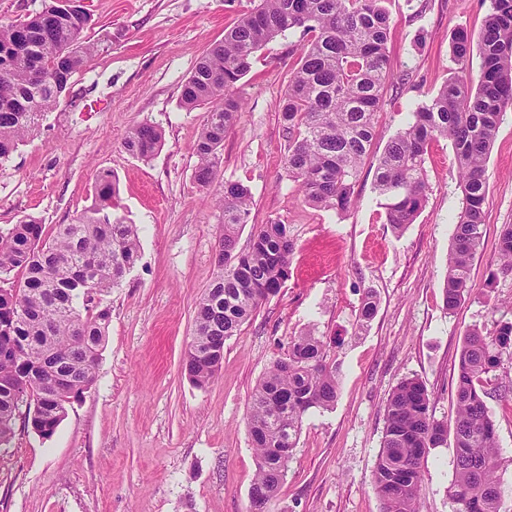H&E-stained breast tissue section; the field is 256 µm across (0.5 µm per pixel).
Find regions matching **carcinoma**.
Wrapping results in <instances>:
<instances>
[{
  "label": "carcinoma",
  "instance_id": "obj_1",
  "mask_svg": "<svg viewBox=\"0 0 512 512\" xmlns=\"http://www.w3.org/2000/svg\"><path fill=\"white\" fill-rule=\"evenodd\" d=\"M384 0H260L203 55L182 86L180 104L191 111L210 105L194 143V179L212 183L224 137L243 103L237 83L251 70L257 51L274 38L302 30L298 67L280 105L288 130L285 165L305 200L342 212L375 135V116L388 84L408 74L387 69L390 17ZM92 16L71 0H42L24 21L0 23V161L33 136L98 47L82 40ZM482 58L481 82L472 87L460 75L473 46ZM458 65L448 82L414 112V121L388 142L374 171V187L386 199V219L400 232L424 206V163L429 143L451 142L460 173L463 207L455 225L443 280L446 309L470 293V267L480 248L486 165L500 115L512 107V0H490L478 38L465 31L451 41ZM162 133L154 125L132 127L122 146L150 159ZM96 203L73 224L48 233L29 218L0 231V439L15 437L16 423L51 436L67 406L95 383L111 309L104 298L122 284L140 257L134 224L112 217L116 183L99 173ZM248 186L227 183L219 205L223 233L215 253L213 280L194 311V332L183 360L189 380L208 385L221 368L224 343L237 336L261 304L288 278L293 240L288 225L262 224L248 248L236 250L248 223ZM498 262L512 272V224L498 240ZM377 298L367 291L358 325L372 320ZM512 348V322L492 333L472 329L461 349L454 396V480L448 499L454 512H500L502 489L496 424L483 389ZM340 371L327 361V345L307 332L291 340L252 395L248 427L256 471L249 512H265L288 472L304 416L334 406ZM448 442V425L434 419L425 385L402 379L390 394L373 471L381 512H418L422 468L430 449Z\"/></svg>",
  "mask_w": 512,
  "mask_h": 512
}]
</instances>
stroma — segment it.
I'll return each instance as SVG.
<instances>
[{
	"mask_svg": "<svg viewBox=\"0 0 512 512\" xmlns=\"http://www.w3.org/2000/svg\"><path fill=\"white\" fill-rule=\"evenodd\" d=\"M259 0H82L92 15L85 41L100 52L76 74L39 132L0 162V228L25 217L46 229L74 223L94 202L99 171L118 179L114 216L136 225L140 258L106 303L111 321L91 390L51 437L20 429L0 456V512H247L255 476L248 428L251 396L293 336L310 330L340 368L329 410L303 419L288 474L267 512H380L372 474L387 399L401 379L422 381L436 419L451 422L464 335L512 322V274L497 264L499 234L512 224V108L503 112L487 161L488 194L472 290L447 310L441 286L462 207L450 142L430 143L428 186L414 224L394 233L373 186L388 141L455 68L457 30L478 34L490 0H386L388 67L408 72L387 87L375 136L346 212L308 204L284 164L288 132L278 111L299 56L300 32L259 50L239 82L245 101L227 133L215 181L194 178L193 145L205 108L180 107L199 56ZM158 126L150 160L128 155L133 126ZM228 182L247 185L251 215L238 246L262 224L288 225L295 248L288 279L224 344L215 379L195 387L182 370L195 305L214 274L222 229L216 201ZM378 308L358 329L366 291ZM512 349L487 383L497 427L502 512H512ZM453 447L431 449L419 512H453L447 488Z\"/></svg>",
	"mask_w": 512,
	"mask_h": 512,
	"instance_id": "obj_1",
	"label": "stroma"
}]
</instances>
